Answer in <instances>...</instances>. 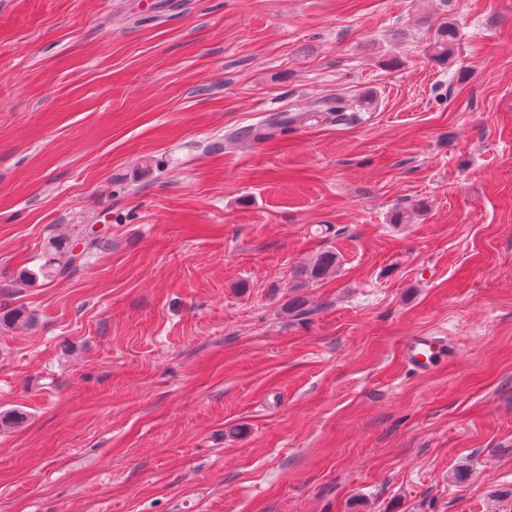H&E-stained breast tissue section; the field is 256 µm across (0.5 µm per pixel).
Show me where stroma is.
Here are the masks:
<instances>
[{
    "label": "stroma",
    "mask_w": 512,
    "mask_h": 512,
    "mask_svg": "<svg viewBox=\"0 0 512 512\" xmlns=\"http://www.w3.org/2000/svg\"><path fill=\"white\" fill-rule=\"evenodd\" d=\"M152 2L0 0V512H512V0ZM78 244V242L74 243L66 239L52 240V242H49V247H47L41 256L42 264L38 267L37 271L29 269L23 270L20 275V280L24 283L31 284L39 280L40 277L43 279L68 277L99 247L96 237H88L81 242L83 248L80 253L74 255L73 249ZM338 255L333 250L316 253L302 272L312 280H322L336 270ZM402 357L411 368L429 372L449 362L453 355L441 337L412 336L403 344Z\"/></svg>",
    "instance_id": "stroma-1"
}]
</instances>
